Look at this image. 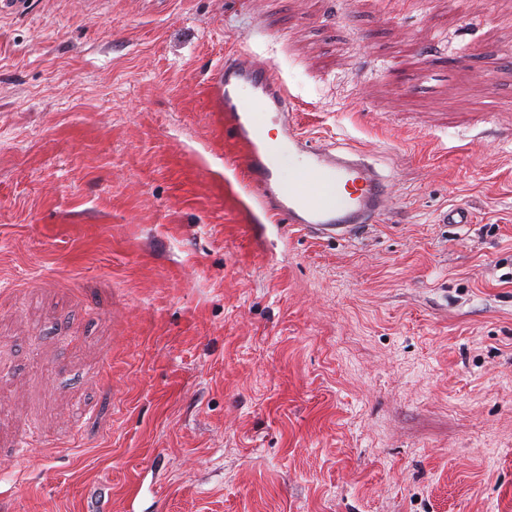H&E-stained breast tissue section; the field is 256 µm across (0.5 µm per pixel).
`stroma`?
Returning a JSON list of instances; mask_svg holds the SVG:
<instances>
[{
    "instance_id": "stroma-1",
    "label": "stroma",
    "mask_w": 512,
    "mask_h": 512,
    "mask_svg": "<svg viewBox=\"0 0 512 512\" xmlns=\"http://www.w3.org/2000/svg\"><path fill=\"white\" fill-rule=\"evenodd\" d=\"M244 51L389 176L363 234L249 189ZM0 512H512V0L1 12Z\"/></svg>"
}]
</instances>
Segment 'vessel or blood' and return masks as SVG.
Segmentation results:
<instances>
[{"label": "vessel or blood", "instance_id": "1", "mask_svg": "<svg viewBox=\"0 0 512 512\" xmlns=\"http://www.w3.org/2000/svg\"><path fill=\"white\" fill-rule=\"evenodd\" d=\"M224 125L247 149L250 187L276 216L316 238L353 237L386 211L389 180L364 153L339 152L308 140L293 120L292 102L269 63L247 52L225 58L213 82ZM274 110L283 137L268 141L260 108ZM300 163L283 172V156Z\"/></svg>", "mask_w": 512, "mask_h": 512}]
</instances>
